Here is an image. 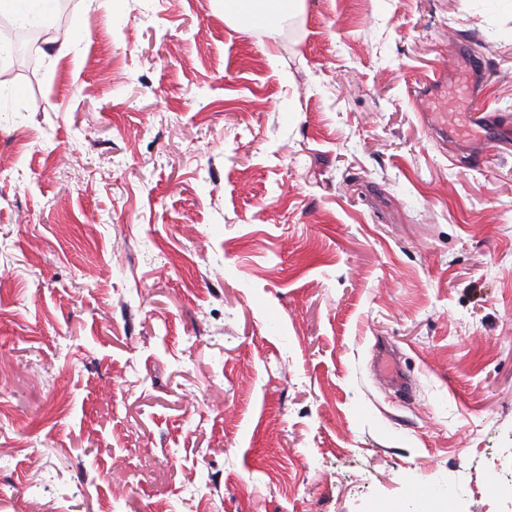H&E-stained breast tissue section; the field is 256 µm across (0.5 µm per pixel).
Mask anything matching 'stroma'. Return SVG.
Here are the masks:
<instances>
[{
	"label": "stroma",
	"instance_id": "stroma-1",
	"mask_svg": "<svg viewBox=\"0 0 512 512\" xmlns=\"http://www.w3.org/2000/svg\"><path fill=\"white\" fill-rule=\"evenodd\" d=\"M9 31L0 512H512V145L469 158L417 96L470 53L512 114V0H302L263 41L224 0H31Z\"/></svg>",
	"mask_w": 512,
	"mask_h": 512
}]
</instances>
